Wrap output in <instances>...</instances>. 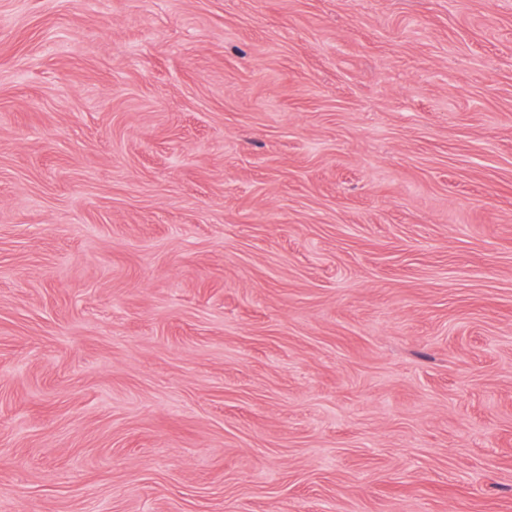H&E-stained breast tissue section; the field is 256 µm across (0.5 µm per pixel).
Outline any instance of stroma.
Returning <instances> with one entry per match:
<instances>
[{
  "instance_id": "1",
  "label": "stroma",
  "mask_w": 512,
  "mask_h": 512,
  "mask_svg": "<svg viewBox=\"0 0 512 512\" xmlns=\"http://www.w3.org/2000/svg\"><path fill=\"white\" fill-rule=\"evenodd\" d=\"M0 512H512V0H0Z\"/></svg>"
}]
</instances>
